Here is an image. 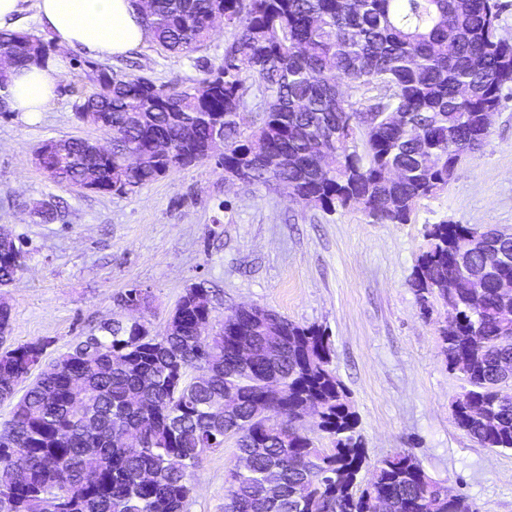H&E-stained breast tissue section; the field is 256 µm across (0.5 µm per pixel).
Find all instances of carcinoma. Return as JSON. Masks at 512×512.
I'll return each instance as SVG.
<instances>
[{
	"label": "carcinoma",
	"mask_w": 512,
	"mask_h": 512,
	"mask_svg": "<svg viewBox=\"0 0 512 512\" xmlns=\"http://www.w3.org/2000/svg\"><path fill=\"white\" fill-rule=\"evenodd\" d=\"M152 41L190 57L224 20V57L190 84H158L147 75L90 64L93 92L74 104L112 148L87 139H50L58 184L81 183L99 194L126 195L180 168L212 160L242 172L244 184L293 187L332 211L361 202L377 224H405L416 202L448 182L461 150L487 136L483 113L497 111L512 85V43L497 34L499 0H138ZM51 42L0 30V91L9 70L46 60ZM246 65L253 84L240 76ZM373 84L379 96L360 108L337 97L339 85ZM472 91L460 98L461 87ZM257 88L260 105L246 99ZM408 116L405 124L390 113ZM423 133L421 155L413 133ZM362 150H357L355 141ZM325 148V169L311 159ZM400 169L396 181L383 168ZM399 211L381 210L384 196ZM485 230L435 224L412 287L438 295L457 314L439 330L448 363L460 369L467 400L487 410L478 422L460 400L459 428L486 448L512 450V295L490 286L479 294L448 285L463 255L481 266ZM0 287L26 267L23 242L5 234ZM217 293L188 288L156 338L136 322L114 319L61 354L17 396L42 363L44 347L28 342L0 352V401H15L0 426V512H187L203 455L236 438V460L224 512H366L368 497L389 512H479L463 494L450 497L410 453L379 461L369 483L358 419L331 368L329 334L280 317L215 315ZM264 348L242 364L235 337ZM275 376L288 398L270 400L272 421H254L263 381ZM308 400L322 406L317 430L334 447L318 448L295 423Z\"/></svg>",
	"instance_id": "cac0c4a2"
}]
</instances>
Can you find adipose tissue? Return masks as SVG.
Here are the masks:
<instances>
[{"label":"adipose tissue","instance_id":"ef3b65f1","mask_svg":"<svg viewBox=\"0 0 512 512\" xmlns=\"http://www.w3.org/2000/svg\"><path fill=\"white\" fill-rule=\"evenodd\" d=\"M37 16L59 48L46 62L13 69L8 104L11 111L33 115L46 111L57 96L61 51L81 49L97 58L124 56L151 39L135 0H37Z\"/></svg>","mask_w":512,"mask_h":512}]
</instances>
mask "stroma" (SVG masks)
Here are the masks:
<instances>
[{"label": "stroma", "instance_id": "35a3bbf8", "mask_svg": "<svg viewBox=\"0 0 512 512\" xmlns=\"http://www.w3.org/2000/svg\"><path fill=\"white\" fill-rule=\"evenodd\" d=\"M87 60L66 51L47 111L0 114V229L28 252L25 270L0 288L12 311L10 344L42 342L52 362L122 317L116 298L135 286L151 293L145 320L155 335L185 289L205 284L219 294L218 313L259 305L326 330L368 463L408 451L479 512H512V451L482 447L457 426L453 408L467 384L441 351L447 309L435 296L420 305L411 286L431 225L512 232V87L481 148L418 201L409 223L373 224L357 205L327 212L281 191L225 182L212 161L126 195L55 184L35 165L34 149L51 138L102 137L73 110L89 89ZM111 65L163 84L202 76L193 61L151 43ZM48 200L62 212L50 222L35 212ZM236 455L231 438L204 455L188 512H224Z\"/></svg>", "mask_w": 512, "mask_h": 512}]
</instances>
